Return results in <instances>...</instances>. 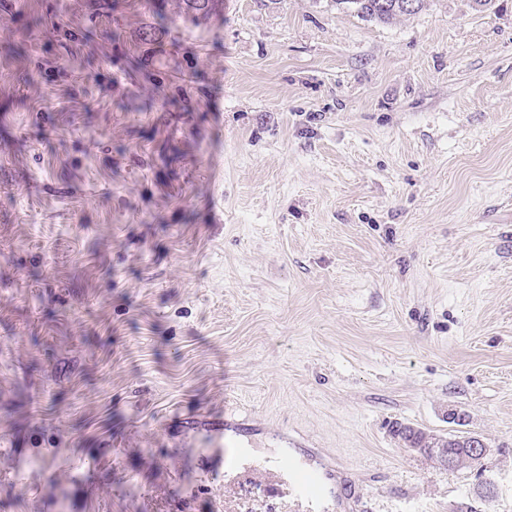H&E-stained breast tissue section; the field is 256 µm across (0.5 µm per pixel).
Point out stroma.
Instances as JSON below:
<instances>
[{
    "instance_id": "stroma-1",
    "label": "stroma",
    "mask_w": 512,
    "mask_h": 512,
    "mask_svg": "<svg viewBox=\"0 0 512 512\" xmlns=\"http://www.w3.org/2000/svg\"><path fill=\"white\" fill-rule=\"evenodd\" d=\"M119 2L0 0V512H280L230 415L368 512H512V0ZM401 2L405 0H336V4L354 6L357 14L363 18L384 23L401 16L415 15L424 5V0H413L414 9L406 10ZM396 423L393 429V434L399 442L403 443V447L411 448L417 452H420L419 448H427V459L436 462L434 459L440 461L445 467L451 468L456 465V458L449 450V444L459 442L466 448V461L465 464L469 466H475L480 464L491 452L492 448L485 438L478 434H466L457 435L456 438H445L436 437L433 444L430 446V440L433 439V435L430 432H425L422 429L414 430L410 426L399 425ZM431 447V448H430Z\"/></svg>"
}]
</instances>
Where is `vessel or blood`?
<instances>
[{
	"label": "vessel or blood",
	"instance_id": "1",
	"mask_svg": "<svg viewBox=\"0 0 512 512\" xmlns=\"http://www.w3.org/2000/svg\"><path fill=\"white\" fill-rule=\"evenodd\" d=\"M226 429L220 420L208 425L211 453L218 459L225 484L244 474L261 475L286 489L281 512H340L346 498L353 504L361 503L362 495L356 488L340 491L332 469L316 463L301 449L280 447L260 452L228 444L224 441Z\"/></svg>",
	"mask_w": 512,
	"mask_h": 512
}]
</instances>
